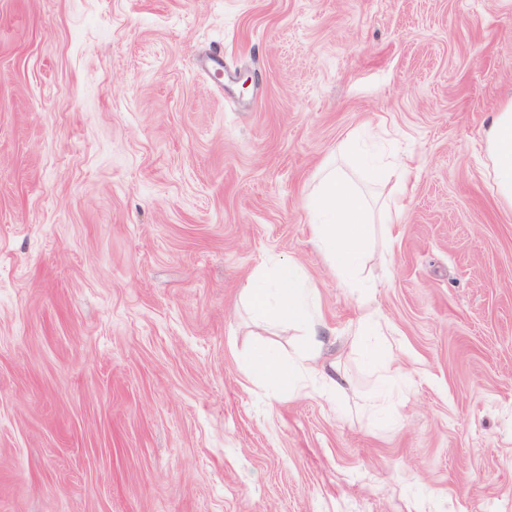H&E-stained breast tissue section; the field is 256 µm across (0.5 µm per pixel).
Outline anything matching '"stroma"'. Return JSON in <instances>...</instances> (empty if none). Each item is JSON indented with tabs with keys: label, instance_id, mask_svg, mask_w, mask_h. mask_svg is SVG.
<instances>
[{
	"label": "stroma",
	"instance_id": "1",
	"mask_svg": "<svg viewBox=\"0 0 512 512\" xmlns=\"http://www.w3.org/2000/svg\"><path fill=\"white\" fill-rule=\"evenodd\" d=\"M511 98L512 0H0V512H512ZM325 165L377 220L345 274ZM277 262L300 393L244 373L301 346L244 306ZM486 169L501 204L512 210V100L493 112L484 133ZM273 288L251 284L245 288V303L253 317L270 328L293 326L307 336V346L296 358L283 360L265 348L253 350L245 370L257 384L295 381L315 361L320 346L318 328L320 314L315 290L306 274L298 267L281 264L274 274Z\"/></svg>",
	"mask_w": 512,
	"mask_h": 512
}]
</instances>
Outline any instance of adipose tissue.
Segmentation results:
<instances>
[{
  "instance_id": "obj_1",
  "label": "adipose tissue",
  "mask_w": 512,
  "mask_h": 512,
  "mask_svg": "<svg viewBox=\"0 0 512 512\" xmlns=\"http://www.w3.org/2000/svg\"><path fill=\"white\" fill-rule=\"evenodd\" d=\"M485 166L501 204L512 210V100L493 112L484 133ZM313 236L332 266L345 269L365 250L374 222L362 194L350 182L324 169L317 191L310 195ZM315 291L306 274L291 265L277 266L273 287L249 285L244 298L253 317L271 328L292 326L307 338V346L296 358L283 360L264 348L253 350L245 370L258 384L295 381L314 361L320 345L321 318Z\"/></svg>"
}]
</instances>
